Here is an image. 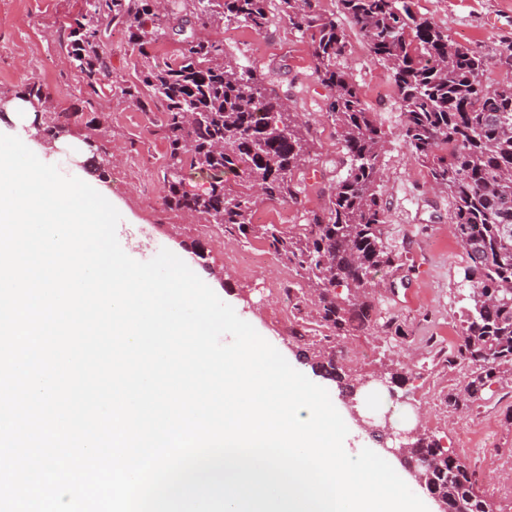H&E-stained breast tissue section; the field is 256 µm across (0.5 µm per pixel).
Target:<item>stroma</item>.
<instances>
[{
	"label": "stroma",
	"instance_id": "35a3bbf8",
	"mask_svg": "<svg viewBox=\"0 0 512 512\" xmlns=\"http://www.w3.org/2000/svg\"><path fill=\"white\" fill-rule=\"evenodd\" d=\"M81 7L82 0H0V97L15 96L29 80L49 87L57 111L70 118V132L62 147L47 156L68 176L85 171L90 156L86 139L99 114L108 113L112 124L101 145L115 162L101 180L129 210L122 222L140 241L138 257L153 259L164 248L174 252L293 368L341 404L335 382L313 373L296 352L292 334L303 322L278 294L301 283L296 269L278 261L262 240L228 236L220 242L203 234L199 222L165 202L167 146L158 130L161 114L142 110L121 92L136 80L137 55L125 30L111 37V89L92 93L66 65L60 27ZM412 8L452 41L484 56L485 85L512 80V66L506 62L512 51V0H412ZM269 11L274 19L264 33L232 21L210 28L209 36L223 42L227 55L261 74L267 87L310 127L311 160L300 175L302 194L295 200H261L255 206L265 223L286 228L306 223L311 213L320 211L330 186L344 172V155L325 111L328 91L316 77L306 40L277 19V4H270ZM347 35L348 48L337 63L360 89L383 132L379 190L386 203V236L399 255L393 267L376 275L381 284L376 310L398 317L404 333L390 336L376 327L354 330L341 343L364 375H373L384 364L413 369L406 401L390 402L386 391L369 386L356 401L370 416L393 404L400 429L411 416H419L423 429L455 451L473 473L476 489L490 500L492 512H512V422L507 419L512 382L493 385L482 400L461 412H449L444 402L467 377L466 370L449 366L448 358L470 304L461 284L467 257L450 220L448 195L435 189L427 168L412 157L401 137L403 115L392 69L371 54L357 29L348 28ZM198 245L204 249L200 257L193 252Z\"/></svg>",
	"mask_w": 512,
	"mask_h": 512
}]
</instances>
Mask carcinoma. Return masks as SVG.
Here are the masks:
<instances>
[{
  "mask_svg": "<svg viewBox=\"0 0 512 512\" xmlns=\"http://www.w3.org/2000/svg\"><path fill=\"white\" fill-rule=\"evenodd\" d=\"M168 2L169 8L159 10L153 0H82L79 13L62 26L67 58L97 92L112 71V28H124L139 70L138 83L122 92L142 107L148 100L160 105L168 205L237 238L261 239L281 263L303 272L293 309L310 303L311 318L324 334H301L296 341L312 351L313 371L343 383L354 369L336 339L371 326L376 274L398 259L384 239L382 131L358 87L337 67L348 47L346 31L321 11L318 0H279V12L306 39L317 78L328 90L327 114L345 167L323 208L307 223L284 230L253 223V208L261 196L297 198L296 173L309 157L306 124L256 70L225 54L223 43L193 34L223 20L261 33L270 21L271 0ZM338 6L365 35L373 56L391 66L403 139L431 181L448 191L450 218L470 260L464 281L472 307L448 360L469 368L465 384L446 396L448 408L461 411L492 385L512 381V91L486 95L482 57L452 42L407 0H338ZM174 31L183 35L178 54L159 58L153 46ZM18 98L49 105L35 113L48 138L69 133L46 86L29 82ZM192 174L206 180L203 190L186 189ZM410 452L425 464V485L448 503V512H490L473 473L440 440L416 438Z\"/></svg>",
  "mask_w": 512,
  "mask_h": 512,
  "instance_id": "obj_1",
  "label": "carcinoma"
}]
</instances>
